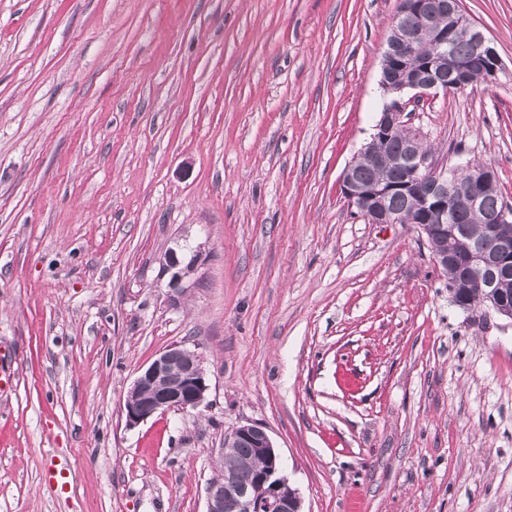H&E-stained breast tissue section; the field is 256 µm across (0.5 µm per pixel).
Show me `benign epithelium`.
I'll return each instance as SVG.
<instances>
[{"label":"benign epithelium","instance_id":"benign-epithelium-1","mask_svg":"<svg viewBox=\"0 0 512 512\" xmlns=\"http://www.w3.org/2000/svg\"><path fill=\"white\" fill-rule=\"evenodd\" d=\"M431 11L447 14L455 26L472 33V54L468 58H452L446 30L434 34L438 46L434 56L422 62L409 58L403 35L409 19ZM475 67L492 77L501 68V60L485 32L462 12L460 0H408L392 21L382 54L379 85L386 96L383 112L370 141L357 154V159L379 171L380 176L373 181L361 180L353 161L343 172L342 192L371 224L401 222L399 215L389 208L393 195L417 199L410 223L417 225L428 241L446 242L445 247L433 253L436 264L446 268L463 262L470 270L471 279L450 288L451 302L466 307L468 289L475 284L480 288L478 305L512 319V298L497 287L499 276L512 269V239L500 234V225L512 221V205L503 204L486 219L483 238L470 239L461 250L453 246L459 239L455 213L479 207L483 196L494 186V170L488 165L476 168L471 160L461 156L455 169L471 173L465 181L429 169L427 155L419 147L420 133L407 129L404 121L411 102L465 89ZM399 128L405 129V149L402 155L389 161L377 144ZM486 239L493 241L494 249L484 245ZM198 260L199 252L189 256L178 244L160 258L162 272L168 275L172 303H179L185 296L186 279ZM208 391V379L198 355L181 345L170 347L160 352L134 380L124 404L126 424L134 428L158 413L196 409L205 402ZM228 438L248 440L268 467L255 471L248 486L229 477L209 483L205 512H302L301 498L296 494L288 496V484L281 475V457L266 430L253 424L239 425Z\"/></svg>","mask_w":512,"mask_h":512}]
</instances>
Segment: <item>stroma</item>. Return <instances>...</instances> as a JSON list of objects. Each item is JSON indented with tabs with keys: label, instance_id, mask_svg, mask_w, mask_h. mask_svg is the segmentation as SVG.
<instances>
[{
	"label": "stroma",
	"instance_id": "35a3bbf8",
	"mask_svg": "<svg viewBox=\"0 0 512 512\" xmlns=\"http://www.w3.org/2000/svg\"><path fill=\"white\" fill-rule=\"evenodd\" d=\"M398 5L0 0V512H205L244 424L304 512H512V324L455 306L419 228L341 190ZM461 8L501 69L408 119L512 205V0ZM177 243L200 259L174 305ZM172 345L205 404L126 427Z\"/></svg>",
	"mask_w": 512,
	"mask_h": 512
}]
</instances>
